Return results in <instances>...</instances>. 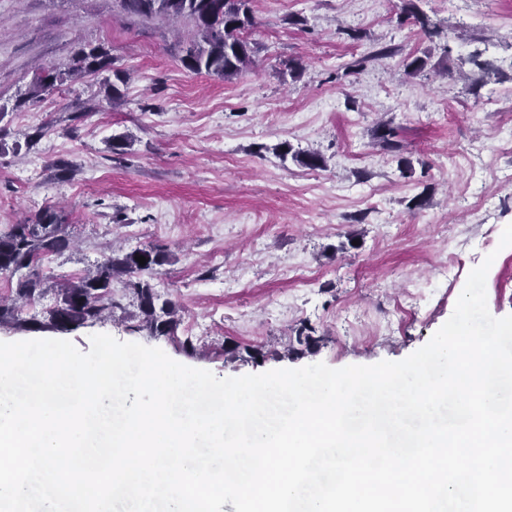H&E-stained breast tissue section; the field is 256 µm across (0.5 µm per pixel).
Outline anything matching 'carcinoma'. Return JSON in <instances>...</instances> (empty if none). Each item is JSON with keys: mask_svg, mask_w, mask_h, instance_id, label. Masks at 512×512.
Instances as JSON below:
<instances>
[{"mask_svg": "<svg viewBox=\"0 0 512 512\" xmlns=\"http://www.w3.org/2000/svg\"><path fill=\"white\" fill-rule=\"evenodd\" d=\"M254 0H119L122 9L143 19H188L193 23L194 35L184 41L182 65L195 74H208L230 80L253 63V48L244 37L253 25L252 3ZM403 13L429 37L440 35L430 17L416 4V0H404ZM487 49L471 51L465 63L473 74L484 79L493 74L492 63L485 59ZM429 54L410 55L403 60L404 71L417 75L425 70ZM114 59L100 46H82L70 60L69 66L57 69L40 66L34 70L21 100H33L52 94L67 81H74L86 74L108 71ZM70 240L63 235L57 216L48 210L34 224H15L0 234V272L14 275L24 269L28 273L19 280L20 297L31 300L47 292L36 266L41 257L64 250ZM146 258L141 265L135 256ZM167 261L166 254L155 248L140 249L122 254L111 253L95 270L57 289L60 296L50 316L51 328L70 331L89 320L100 319L113 313L114 304L108 301L112 279L126 276L127 287L137 311L128 312L127 319L138 320L137 328L152 334L167 335L174 332L171 319L172 303L159 302V296L142 275L150 273Z\"/></svg>", "mask_w": 512, "mask_h": 512, "instance_id": "carcinoma-1", "label": "carcinoma"}]
</instances>
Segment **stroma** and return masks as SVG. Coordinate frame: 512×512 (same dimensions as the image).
<instances>
[{
	"label": "stroma",
	"mask_w": 512,
	"mask_h": 512,
	"mask_svg": "<svg viewBox=\"0 0 512 512\" xmlns=\"http://www.w3.org/2000/svg\"><path fill=\"white\" fill-rule=\"evenodd\" d=\"M418 5L450 56L401 22L402 0H257L255 63L227 82L180 62L188 21L144 22L116 0H0V233L53 209L72 243L39 262L51 282L160 248L148 280L176 321L170 335L119 317L60 332L49 291L0 341L86 352L107 334L221 378L395 362L490 253L488 309L511 315L512 247L498 243L512 224V0ZM81 44L103 45L116 71L20 102L35 66ZM482 47L496 74L475 84L462 74ZM424 51L427 69L406 75ZM382 122L395 147L375 139ZM308 150L321 167L296 160Z\"/></svg>",
	"instance_id": "stroma-1"
}]
</instances>
